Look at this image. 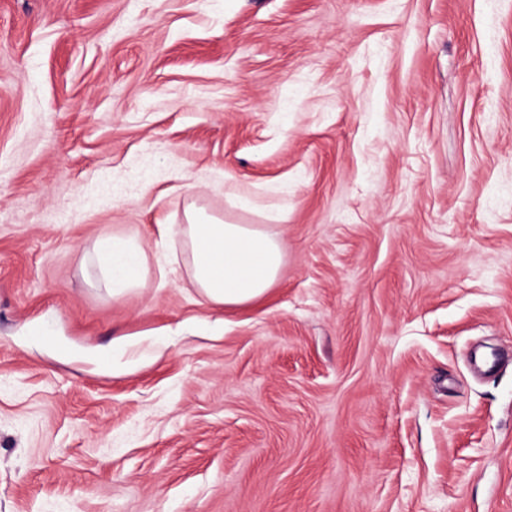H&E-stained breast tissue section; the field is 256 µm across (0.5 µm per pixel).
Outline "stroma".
Listing matches in <instances>:
<instances>
[{"label": "stroma", "mask_w": 512, "mask_h": 512, "mask_svg": "<svg viewBox=\"0 0 512 512\" xmlns=\"http://www.w3.org/2000/svg\"><path fill=\"white\" fill-rule=\"evenodd\" d=\"M192 204L277 234L263 300ZM503 352L512 0H0V512H512ZM177 233L189 245L196 287L210 304L224 310L247 307L263 298L277 281L284 254L265 224H231L196 204L185 210ZM97 260L112 278L113 298L139 284L145 256L124 238L102 234L97 244Z\"/></svg>", "instance_id": "35a3bbf8"}]
</instances>
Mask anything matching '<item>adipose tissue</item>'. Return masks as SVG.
Instances as JSON below:
<instances>
[{
  "label": "adipose tissue",
  "instance_id": "ef3b65f1",
  "mask_svg": "<svg viewBox=\"0 0 512 512\" xmlns=\"http://www.w3.org/2000/svg\"><path fill=\"white\" fill-rule=\"evenodd\" d=\"M181 229L190 248L196 287L210 304L229 310L263 298L277 281L284 254L264 224H232L197 205L185 211ZM97 260L112 279L113 297L138 285L145 256L124 238L101 235Z\"/></svg>",
  "mask_w": 512,
  "mask_h": 512
}]
</instances>
